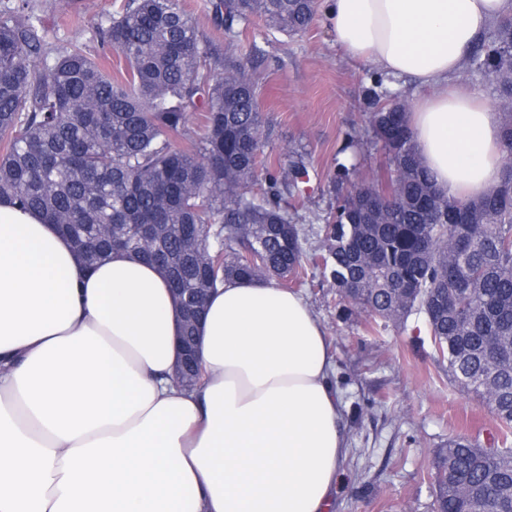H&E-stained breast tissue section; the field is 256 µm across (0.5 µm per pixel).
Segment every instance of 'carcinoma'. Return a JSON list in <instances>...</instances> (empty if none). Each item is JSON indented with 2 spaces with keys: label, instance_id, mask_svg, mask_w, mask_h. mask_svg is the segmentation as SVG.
<instances>
[{
  "label": "carcinoma",
  "instance_id": "1",
  "mask_svg": "<svg viewBox=\"0 0 512 512\" xmlns=\"http://www.w3.org/2000/svg\"><path fill=\"white\" fill-rule=\"evenodd\" d=\"M207 9L226 34L260 17L295 37L318 0H207ZM98 36L125 60L122 78L78 46L50 45L32 0L0 4V200L44 214L88 264L122 249L158 265L184 298L234 278L303 285L295 197L306 153L263 155L268 133L244 65L200 42L180 0H125ZM466 68L512 108V14ZM364 101L394 175L380 188L336 161V182L349 184L324 237L336 302L376 326L423 316L450 382L498 422L485 445L458 435L435 452L434 512H512V162L491 193L450 198L417 153L409 103L373 89ZM191 110L201 133L176 148ZM142 224L153 226L146 241Z\"/></svg>",
  "mask_w": 512,
  "mask_h": 512
}]
</instances>
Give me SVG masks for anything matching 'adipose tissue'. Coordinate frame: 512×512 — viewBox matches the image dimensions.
I'll return each mask as SVG.
<instances>
[{
  "mask_svg": "<svg viewBox=\"0 0 512 512\" xmlns=\"http://www.w3.org/2000/svg\"><path fill=\"white\" fill-rule=\"evenodd\" d=\"M512 0H329L337 44L414 86L417 151L450 196L498 184L502 117L456 81ZM182 314L158 266L94 267L0 201V512H329L345 473L324 328L299 294L228 280L199 325L206 376L171 380Z\"/></svg>",
  "mask_w": 512,
  "mask_h": 512,
  "instance_id": "1",
  "label": "adipose tissue"
}]
</instances>
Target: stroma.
I'll list each match as a JSON object with an SVG mask.
<instances>
[{
    "instance_id": "stroma-1",
    "label": "stroma",
    "mask_w": 512,
    "mask_h": 512,
    "mask_svg": "<svg viewBox=\"0 0 512 512\" xmlns=\"http://www.w3.org/2000/svg\"><path fill=\"white\" fill-rule=\"evenodd\" d=\"M35 2L49 42L82 45L120 76L122 56L101 46L95 31L124 0ZM180 2L200 40L225 45L258 82L260 110L271 130L265 155L281 159L290 147L305 148V249L321 253L336 153L348 131L367 125L361 95L372 84L374 67L351 60L337 45L326 6H319L303 36L288 37L256 20L228 41L215 28L206 0ZM306 268L298 292L326 330L348 443L346 482L331 512H431L427 470L435 451L460 433L486 443L496 426L493 415L450 383L447 365L433 358L423 319L413 315L405 326L371 329L364 314L337 306L320 268L311 262Z\"/></svg>"
}]
</instances>
